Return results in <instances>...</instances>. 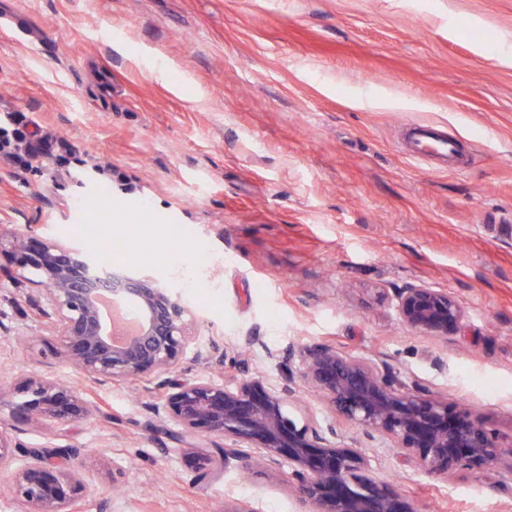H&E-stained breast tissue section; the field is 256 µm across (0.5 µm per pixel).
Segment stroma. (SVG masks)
Returning a JSON list of instances; mask_svg holds the SVG:
<instances>
[{"label": "stroma", "mask_w": 512, "mask_h": 512, "mask_svg": "<svg viewBox=\"0 0 512 512\" xmlns=\"http://www.w3.org/2000/svg\"><path fill=\"white\" fill-rule=\"evenodd\" d=\"M22 112L75 152L73 178L0 160V429L28 448L85 449L98 493L78 512H301L289 468L194 482L156 395L91 385L57 353L11 252L28 234L126 240L112 267L151 269L196 315L224 376L279 386L291 345L329 344L416 378L512 442V0H0V114ZM472 142L435 170L402 131ZM465 307L442 342L401 325L406 284ZM263 343L249 360L237 344ZM276 357H268V350ZM28 375L89 388L98 413L14 421ZM375 478L415 512H512V476L400 464L338 420ZM126 484L112 491V472Z\"/></svg>", "instance_id": "stroma-1"}]
</instances>
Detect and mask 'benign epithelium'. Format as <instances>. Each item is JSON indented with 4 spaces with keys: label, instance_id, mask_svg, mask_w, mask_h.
I'll list each match as a JSON object with an SVG mask.
<instances>
[{
    "label": "benign epithelium",
    "instance_id": "benign-epithelium-1",
    "mask_svg": "<svg viewBox=\"0 0 512 512\" xmlns=\"http://www.w3.org/2000/svg\"><path fill=\"white\" fill-rule=\"evenodd\" d=\"M14 261L40 274L41 289L29 301L45 306L63 360L99 385L163 390L153 414L191 440L195 478H217L232 465L254 471L286 462L305 512H412L395 490L376 481L358 449L339 445L333 422L288 410L293 378L279 388L256 378L174 380L188 355L212 368L222 365L223 352L215 343L195 345L192 309L169 282L139 267L105 274L84 249L33 236L16 242ZM102 299L135 312L136 335L113 342L112 325L98 309ZM391 303L404 326L444 341L467 317L451 293L421 284L395 290ZM295 357L299 378L338 414L379 437L382 447L407 451L416 467L437 475L458 469L512 473V444L503 446L467 408L386 364L328 345L288 348V359ZM18 391L23 400L12 406L16 420L69 425L96 412L80 388L63 380L29 376ZM18 449L0 430V468L16 459ZM84 455L81 448L25 450L26 462L7 485L20 512H74L77 502L95 495L79 464Z\"/></svg>",
    "mask_w": 512,
    "mask_h": 512
}]
</instances>
